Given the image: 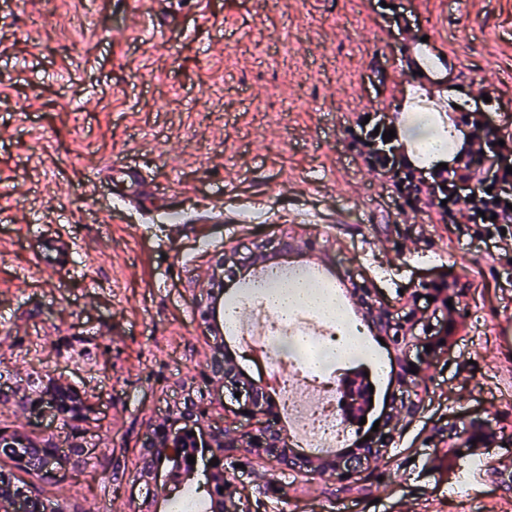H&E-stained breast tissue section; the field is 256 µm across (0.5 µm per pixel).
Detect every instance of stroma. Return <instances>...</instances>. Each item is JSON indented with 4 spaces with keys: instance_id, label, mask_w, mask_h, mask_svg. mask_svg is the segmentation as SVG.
<instances>
[{
    "instance_id": "1",
    "label": "stroma",
    "mask_w": 512,
    "mask_h": 512,
    "mask_svg": "<svg viewBox=\"0 0 512 512\" xmlns=\"http://www.w3.org/2000/svg\"><path fill=\"white\" fill-rule=\"evenodd\" d=\"M413 27L439 79L491 104L512 151V0H0V430L85 450L0 468L57 512H166L140 471L177 402L205 394L211 423L253 435L281 422L241 413L211 380L218 356L264 377L200 316L255 273L214 282L219 259L261 246L316 268L343 322L363 319L352 284L398 310L452 282L453 341L419 359L405 388L417 414L352 479L226 449L228 512H512V238L450 223L426 185L406 204L364 142L366 116L396 114L401 130L415 118L400 109ZM285 235L300 251L279 253ZM363 342L379 382L350 446L404 389L390 346L372 330ZM61 384L87 402L82 419L49 404ZM475 419L498 439L451 448ZM473 460L477 480L457 486Z\"/></svg>"
}]
</instances>
